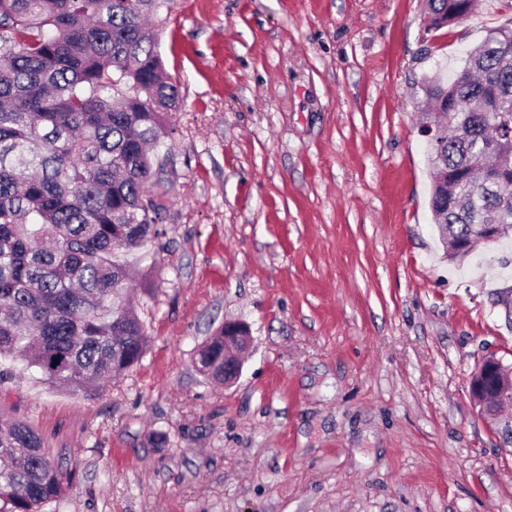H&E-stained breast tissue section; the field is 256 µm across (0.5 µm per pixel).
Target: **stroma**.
I'll list each match as a JSON object with an SVG mask.
<instances>
[{
    "mask_svg": "<svg viewBox=\"0 0 512 512\" xmlns=\"http://www.w3.org/2000/svg\"><path fill=\"white\" fill-rule=\"evenodd\" d=\"M180 86L132 282L148 343L104 387L0 359V417L75 471L45 512H512V238L444 259L429 208L425 76L512 0L426 31L422 0H166ZM250 328L240 379L196 348ZM469 391L475 402L488 414L493 407L512 402V368L495 357L485 359L474 372Z\"/></svg>",
    "mask_w": 512,
    "mask_h": 512,
    "instance_id": "obj_1",
    "label": "stroma"
}]
</instances>
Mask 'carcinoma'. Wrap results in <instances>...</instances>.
I'll use <instances>...</instances> for the list:
<instances>
[{"label": "carcinoma", "mask_w": 512, "mask_h": 512, "mask_svg": "<svg viewBox=\"0 0 512 512\" xmlns=\"http://www.w3.org/2000/svg\"><path fill=\"white\" fill-rule=\"evenodd\" d=\"M165 0H0V354L52 383L94 387L146 348L117 255L160 236L150 193L165 119L181 100L157 52ZM476 0H426L430 26L460 23ZM422 90L448 105L428 148L448 174L432 190L438 230L512 229V43L488 36ZM199 363L224 372V331ZM73 472L22 421L0 422V512H43Z\"/></svg>", "instance_id": "obj_1"}]
</instances>
